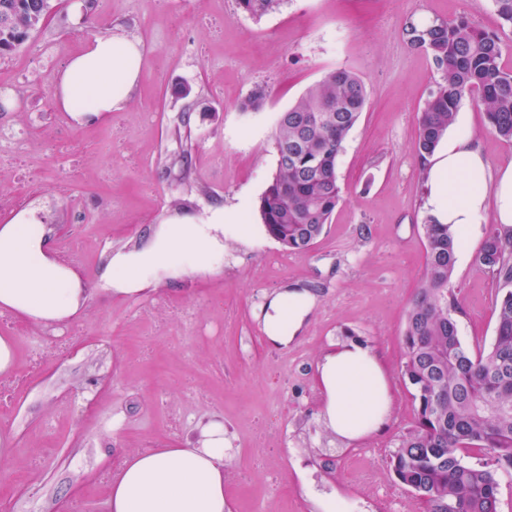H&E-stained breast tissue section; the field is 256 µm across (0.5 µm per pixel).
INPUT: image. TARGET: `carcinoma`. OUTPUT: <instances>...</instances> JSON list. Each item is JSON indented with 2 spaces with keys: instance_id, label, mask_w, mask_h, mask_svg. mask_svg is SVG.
I'll return each mask as SVG.
<instances>
[{
  "instance_id": "obj_1",
  "label": "carcinoma",
  "mask_w": 512,
  "mask_h": 512,
  "mask_svg": "<svg viewBox=\"0 0 512 512\" xmlns=\"http://www.w3.org/2000/svg\"><path fill=\"white\" fill-rule=\"evenodd\" d=\"M284 0H237L256 21L279 11ZM0 54L38 33L54 0H0ZM439 75L419 119L415 153L433 154L472 97L490 130L512 142V69L503 63L500 36L461 16L404 28ZM367 98L362 79L337 68L324 74L286 111L273 133L276 169L259 202L267 234L285 250L304 253L321 236L341 201L336 166L342 145ZM423 279L407 311L401 374L416 405L388 467L425 512H501L500 473L512 470V234L490 225L478 262L496 283V327L488 345L468 347L459 335L453 276L461 242L450 224L431 215ZM481 452L487 460L472 464Z\"/></svg>"
}]
</instances>
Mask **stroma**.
<instances>
[{
	"label": "stroma",
	"mask_w": 512,
	"mask_h": 512,
	"mask_svg": "<svg viewBox=\"0 0 512 512\" xmlns=\"http://www.w3.org/2000/svg\"><path fill=\"white\" fill-rule=\"evenodd\" d=\"M64 0L46 26L0 57V126L41 139L23 161L0 162V193L21 179L41 182L29 214L48 229L51 256L69 266L68 227L81 223L78 265L88 299L65 348L29 345L38 322L13 316L0 337L16 346L14 374L30 380L0 406V499L14 512H109L108 476L124 454L184 448L211 422L233 454L224 472L231 512H373L394 486L387 459L411 425L414 404L401 377L408 303L425 269L427 187L414 151L419 117L438 74L409 46L407 23L466 17L498 33L512 68V29L492 0H286L261 20L236 0ZM120 30L147 51L136 89L111 117L72 119L54 101L55 78L88 40ZM356 72L365 108L337 161L342 200L324 234L293 254L266 232L260 197L275 171L272 132L330 70ZM258 88L257 109L242 104ZM451 134L468 132L492 167L512 164V143L464 101ZM242 208L225 225L209 271L188 264L155 270L139 291L113 290L118 255L148 248L171 223H206L215 209ZM478 225L459 253L454 286L462 340L490 341L496 285L477 256ZM291 288L318 302L300 339L282 347L264 329L268 301ZM357 338L389 370L392 419L350 442L327 430L317 365ZM367 449L349 457L351 447Z\"/></svg>",
	"instance_id": "35a3bbf8"
}]
</instances>
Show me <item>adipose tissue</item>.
<instances>
[{
	"instance_id": "adipose-tissue-1",
	"label": "adipose tissue",
	"mask_w": 512,
	"mask_h": 512,
	"mask_svg": "<svg viewBox=\"0 0 512 512\" xmlns=\"http://www.w3.org/2000/svg\"><path fill=\"white\" fill-rule=\"evenodd\" d=\"M143 63L137 41L121 34L89 40L56 79V102L76 117L111 114L130 97ZM420 166L427 185L426 209L439 223L451 224L462 239L493 219L512 231V165L492 169L474 138L451 137L446 148ZM235 212L214 211L209 223H177L147 249L112 262V277L132 291L138 275L190 257L208 268L221 243L217 237ZM42 225L18 214L0 226V309L50 323L74 316L87 299L72 272L61 270L44 251ZM315 304L306 290L275 295L265 315L271 341L286 346L301 332ZM325 392L323 418L336 436L355 440L379 432L392 416L387 372L373 347L350 341L328 352L319 365ZM202 440L186 448H153L125 455L107 486L110 512H229L224 499V467L231 455L224 427L207 425Z\"/></svg>"
}]
</instances>
